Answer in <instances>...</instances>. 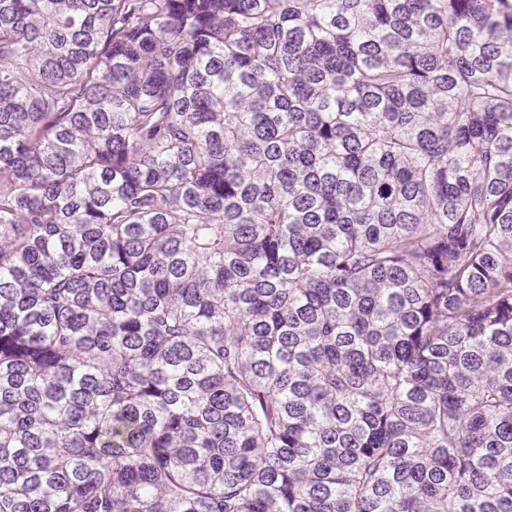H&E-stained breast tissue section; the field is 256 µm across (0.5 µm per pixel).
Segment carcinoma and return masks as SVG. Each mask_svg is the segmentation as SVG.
Segmentation results:
<instances>
[{
  "label": "carcinoma",
  "instance_id": "carcinoma-1",
  "mask_svg": "<svg viewBox=\"0 0 512 512\" xmlns=\"http://www.w3.org/2000/svg\"><path fill=\"white\" fill-rule=\"evenodd\" d=\"M0 512H512V0H0Z\"/></svg>",
  "mask_w": 512,
  "mask_h": 512
}]
</instances>
